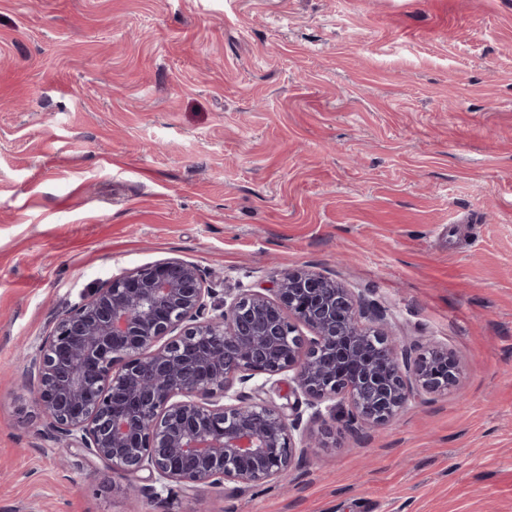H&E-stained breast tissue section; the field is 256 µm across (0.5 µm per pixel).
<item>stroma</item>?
Returning <instances> with one entry per match:
<instances>
[{
  "mask_svg": "<svg viewBox=\"0 0 512 512\" xmlns=\"http://www.w3.org/2000/svg\"><path fill=\"white\" fill-rule=\"evenodd\" d=\"M171 257L332 277L458 380L290 486L134 499L20 350ZM0 512H512V0H0Z\"/></svg>",
  "mask_w": 512,
  "mask_h": 512,
  "instance_id": "obj_1",
  "label": "stroma"
}]
</instances>
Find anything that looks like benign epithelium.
Here are the masks:
<instances>
[{
  "label": "benign epithelium",
  "instance_id": "benign-epithelium-1",
  "mask_svg": "<svg viewBox=\"0 0 512 512\" xmlns=\"http://www.w3.org/2000/svg\"><path fill=\"white\" fill-rule=\"evenodd\" d=\"M374 304L336 280L288 271L264 293L216 297L198 268L167 258L112 280L68 309L25 354L48 435L86 452L137 496L286 482L312 432L292 404L230 391L293 372L313 405L335 401L352 430L395 419L420 393L456 382L448 350L400 345ZM312 333L306 338L299 326Z\"/></svg>",
  "mask_w": 512,
  "mask_h": 512
}]
</instances>
